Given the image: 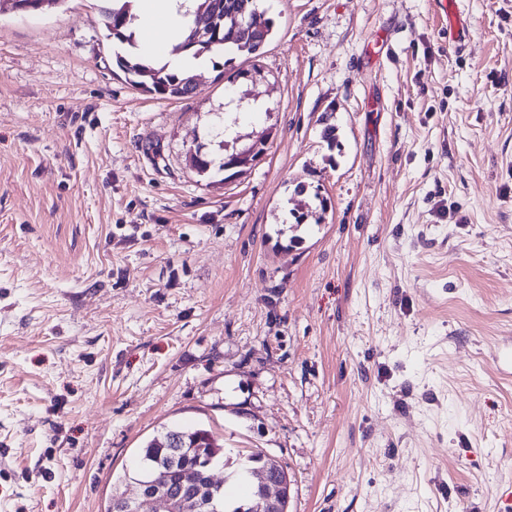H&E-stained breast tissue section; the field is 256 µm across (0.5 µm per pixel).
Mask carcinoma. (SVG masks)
<instances>
[{
  "label": "carcinoma",
  "mask_w": 512,
  "mask_h": 512,
  "mask_svg": "<svg viewBox=\"0 0 512 512\" xmlns=\"http://www.w3.org/2000/svg\"><path fill=\"white\" fill-rule=\"evenodd\" d=\"M106 5L101 7L105 17L107 38L111 40L116 67L122 71L132 86L159 95L163 98H182L188 94L186 85L191 71L171 72L166 66H158L140 57L134 56L129 49L135 47V31L133 29L135 16L131 12L132 0H104ZM258 0H198L193 18H198L201 9L208 13L206 31L198 36L194 31L195 22H190L182 35L181 41L174 45L172 53L189 54L193 58H212L223 55V62L215 61L213 66L228 67L232 65L235 56L239 54L258 55L273 37V21L264 19L263 27L258 30L256 41H230L226 38L227 30L238 21L248 23L252 9ZM226 120L220 113L208 129L210 141L219 144L215 151L207 153L210 168H198L200 176L224 175L230 179L237 174L235 169L224 168V160L232 156L222 144L226 143ZM174 455H180L184 463L197 466V470L208 476L212 470L224 466V446L218 443L213 434L204 428L184 429L173 427L161 437L153 439L145 448L143 462L145 464L143 477L177 490L181 487L182 470L170 467L167 461ZM259 452H251L238 456L235 473L251 476V469L259 466ZM258 485H253L249 497L241 500H229L224 492L216 494L215 508L206 512H238L240 507L255 500L258 496Z\"/></svg>",
  "instance_id": "obj_1"
}]
</instances>
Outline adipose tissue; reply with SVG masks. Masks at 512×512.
Here are the masks:
<instances>
[{
	"mask_svg": "<svg viewBox=\"0 0 512 512\" xmlns=\"http://www.w3.org/2000/svg\"><path fill=\"white\" fill-rule=\"evenodd\" d=\"M192 0H141L137 19L138 45L151 55L163 57L174 71L202 68L203 59L175 56L170 52L173 43L179 41Z\"/></svg>",
	"mask_w": 512,
	"mask_h": 512,
	"instance_id": "1",
	"label": "adipose tissue"
}]
</instances>
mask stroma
Returning a JSON list of instances; mask_svg holds the SVG:
<instances>
[{"mask_svg":"<svg viewBox=\"0 0 512 512\" xmlns=\"http://www.w3.org/2000/svg\"><path fill=\"white\" fill-rule=\"evenodd\" d=\"M263 5L248 78L180 99L99 0L0 13V512H107L172 426L276 457L288 512H512V0L459 48L433 0ZM224 108L268 141L215 182ZM224 114L226 113H218L207 132L210 141L216 142L218 146L216 151L205 152L207 154L205 158L212 163L211 167L209 169L197 168L195 170L200 176L212 177L213 175L224 174V178L221 179L222 181L233 178L238 173L236 169H224V160H227L235 152H229L221 146V144L227 143L225 140L226 120Z\"/></svg>","mask_w":512,"mask_h":512,"instance_id":"1","label":"stroma"}]
</instances>
